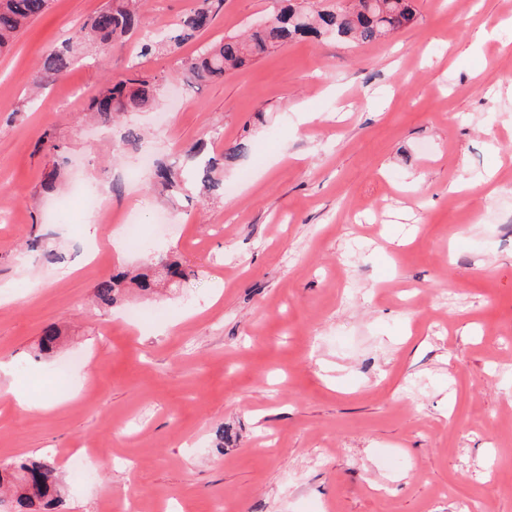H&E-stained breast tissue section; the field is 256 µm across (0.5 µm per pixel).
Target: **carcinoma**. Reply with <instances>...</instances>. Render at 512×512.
I'll list each match as a JSON object with an SVG mask.
<instances>
[{"mask_svg":"<svg viewBox=\"0 0 512 512\" xmlns=\"http://www.w3.org/2000/svg\"><path fill=\"white\" fill-rule=\"evenodd\" d=\"M52 0H0V52L9 47L31 22L44 15ZM287 5L269 16L270 24L249 27L244 35H227L218 42H201L200 36L224 10V0H196L195 6L167 27L156 40L138 42V61L153 54H177L190 43L196 44L192 55L181 60L183 78L193 89L224 78L230 72L247 66L270 51L287 45L298 37H318L329 33L344 42L370 43L410 27L416 19L413 0H350L345 6L328 0H309L306 4ZM144 0H109L103 9L88 20L72 27L61 47L43 56L39 62V80L62 76L76 60L137 33L142 23ZM159 79L140 71V64H128L126 71L115 74L93 97L89 110L109 123L122 112H136L158 105ZM248 140L239 141L222 157H217L207 142L193 144L184 155V163L158 162L151 171L150 183L176 198L193 187L201 198H208L224 188L216 177L222 164L233 163L250 152ZM189 272L174 256L154 255L143 271L133 275L121 270L100 281L94 289V300L101 308L115 305L133 284L146 295L157 292L161 284L171 282L178 287ZM59 332L48 327L39 343L43 355L54 351ZM0 485L14 490L15 502L21 509L40 503L47 512L63 505L54 460L46 455L22 460L0 470Z\"/></svg>","mask_w":512,"mask_h":512,"instance_id":"carcinoma-1","label":"carcinoma"}]
</instances>
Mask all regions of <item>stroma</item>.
<instances>
[{
	"mask_svg": "<svg viewBox=\"0 0 512 512\" xmlns=\"http://www.w3.org/2000/svg\"><path fill=\"white\" fill-rule=\"evenodd\" d=\"M105 2L53 0L0 54V466L53 454L64 512H512V0H416L394 37L297 40L194 90L192 47L148 58L163 107L113 129L88 104L133 42L31 91ZM276 5L224 0L204 38ZM128 128L140 150L113 157ZM244 138L208 206L145 182L143 156ZM112 181L91 259L72 200ZM152 249L190 279L99 308L97 283ZM88 447L107 462L81 481Z\"/></svg>",
	"mask_w": 512,
	"mask_h": 512,
	"instance_id": "stroma-1",
	"label": "stroma"
}]
</instances>
